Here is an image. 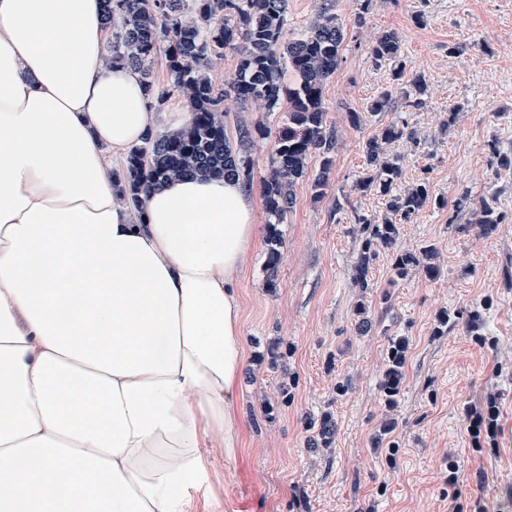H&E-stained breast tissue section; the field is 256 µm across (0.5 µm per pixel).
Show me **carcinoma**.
<instances>
[{
	"label": "carcinoma",
	"mask_w": 512,
	"mask_h": 512,
	"mask_svg": "<svg viewBox=\"0 0 512 512\" xmlns=\"http://www.w3.org/2000/svg\"><path fill=\"white\" fill-rule=\"evenodd\" d=\"M192 11L197 20L187 22L183 13ZM288 0H104V17L112 27L107 56L123 61L148 75V65L164 50L169 86L147 83L152 96L162 102L171 91L190 103L191 120L180 131L152 133L141 147L132 149L124 164L122 193L132 202L145 188L160 181L189 175L224 176L251 180V163L246 145L254 134L265 129L242 126L238 146H233L224 127L220 104L232 93L242 102L261 101L271 111L288 99V116L277 141L273 169L264 181L267 224L266 284L277 287V264L283 240L278 224L293 207L294 188L308 174L312 155L321 157L320 172L313 182L316 195H322L326 174L333 163L336 144L334 131L327 127L323 91L336 72L340 53L348 36L347 28L326 10L299 38H288ZM237 51L238 65L232 81L221 88L213 83L206 69L210 56L225 49ZM371 54L380 63L394 64L399 77L406 68L401 59L400 38L394 31L379 35ZM297 77V83L284 84L283 65ZM404 139L420 145L416 130L408 123H393L365 142L364 153L369 176L358 183L387 197V214L380 219L356 215L364 238L353 281L368 286L371 260L379 247L395 246L398 224L431 207L443 209L448 201L433 195L428 182L421 180L407 188H397L401 176L400 159L388 156L386 144ZM496 196L469 202L470 225L485 234L502 223L494 207ZM434 248L423 246L417 252H394L391 278L396 283L416 269L432 277L435 266L428 263ZM406 343L391 342L380 387L387 401L400 392L406 365Z\"/></svg>",
	"instance_id": "carcinoma-1"
}]
</instances>
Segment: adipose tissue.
I'll list each match as a JSON object with an SVG mask.
<instances>
[{
  "label": "adipose tissue",
  "mask_w": 512,
  "mask_h": 512,
  "mask_svg": "<svg viewBox=\"0 0 512 512\" xmlns=\"http://www.w3.org/2000/svg\"><path fill=\"white\" fill-rule=\"evenodd\" d=\"M111 36L102 0H0V512H191L239 445L255 196L122 199L118 162L190 113L156 111Z\"/></svg>",
  "instance_id": "ef3b65f1"
}]
</instances>
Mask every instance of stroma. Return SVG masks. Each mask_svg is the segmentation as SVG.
<instances>
[{"mask_svg": "<svg viewBox=\"0 0 512 512\" xmlns=\"http://www.w3.org/2000/svg\"><path fill=\"white\" fill-rule=\"evenodd\" d=\"M354 32L324 89L328 123L337 132L334 162L322 196L310 179L295 188V202L279 226L283 246L276 288H268L267 213L257 216L258 242L238 279L246 360L238 389L245 421L235 457L215 453L212 489L216 512H451L482 500L488 512H512V170H501L488 146L512 147V0H288V35L304 34L323 9ZM401 38L407 64L402 78L370 55L375 37ZM428 91L421 107L403 103L414 76ZM392 91L394 107L369 105ZM459 106L456 118L448 109ZM229 137L240 126L266 127L247 148L251 189L262 194L288 106L266 111L260 103H222ZM362 115L353 126L350 113ZM395 121L407 122L423 143L397 141L401 186L428 181L435 196L456 201L496 194L503 221L483 234L471 227L469 209L456 221L429 208L401 223L396 248L433 246L436 276L413 272L391 284V252L378 250L367 288L352 280L359 249L354 213L384 216L378 190H359L368 171L367 138ZM370 326L357 329L358 303ZM455 313L448 331L433 328L441 312ZM479 315L487 346L468 330ZM409 344L405 378L396 404H387L380 381L392 339ZM283 357L271 360L272 349ZM349 385L345 394L337 382ZM293 398L277 401L282 383ZM495 398L503 432L496 451L473 452L462 407ZM329 414L336 426L330 447H313L316 420ZM395 424L384 435V422ZM398 450H391V442ZM461 470L448 484V456Z\"/></svg>", "mask_w": 512, "mask_h": 512, "instance_id": "obj_1", "label": "stroma"}]
</instances>
